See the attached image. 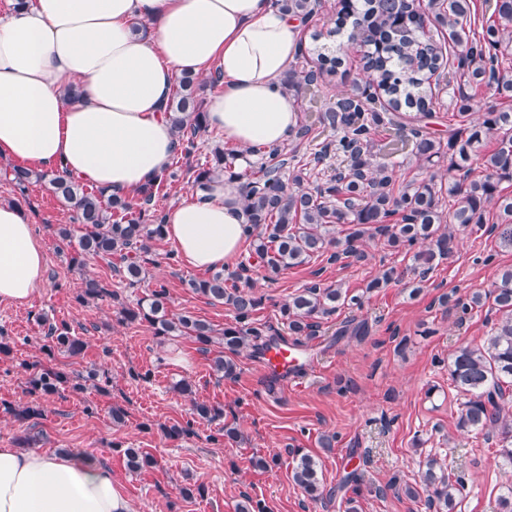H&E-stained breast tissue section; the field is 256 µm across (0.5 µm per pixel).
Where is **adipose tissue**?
<instances>
[{
  "instance_id": "1",
  "label": "adipose tissue",
  "mask_w": 512,
  "mask_h": 512,
  "mask_svg": "<svg viewBox=\"0 0 512 512\" xmlns=\"http://www.w3.org/2000/svg\"><path fill=\"white\" fill-rule=\"evenodd\" d=\"M301 28L271 0H25L0 20V158L136 195L179 151L166 107L184 72L220 76L206 111L225 142L286 143L299 111L284 78ZM164 224L188 265L232 264L246 240L240 182L193 188ZM45 269L24 210L0 202V303L27 304ZM0 512L135 510L99 460L0 448Z\"/></svg>"
}]
</instances>
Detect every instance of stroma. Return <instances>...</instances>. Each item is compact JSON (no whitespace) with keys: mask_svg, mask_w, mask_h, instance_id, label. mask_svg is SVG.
<instances>
[{"mask_svg":"<svg viewBox=\"0 0 512 512\" xmlns=\"http://www.w3.org/2000/svg\"><path fill=\"white\" fill-rule=\"evenodd\" d=\"M337 0H321L319 13L301 34L304 52L292 64L299 71H316L321 101L364 85L366 72L360 48L347 46L346 33L335 32ZM339 55L341 65L330 72L321 68L315 47ZM432 117L417 121L406 110L407 128L424 125L433 137L448 140L454 125L448 118L453 96L466 94L479 107L495 104L493 88L457 81L433 88ZM190 159L178 162L180 177L156 198L159 210L182 199L192 187V169L209 161L223 147L224 135L210 129L196 139ZM9 161L0 159V201L13 202L32 216L46 254L44 278L30 302L23 306L0 304V333L9 341V356L0 355V403L39 406L40 417L24 420L0 410V448H14L30 433L37 448L46 452L71 451L104 461L121 482L136 512H236L243 496L261 502L264 512H346L347 498H355L359 512H431L426 501L386 489L393 474L413 484L419 480V462L433 456L465 478V490L455 512H499L498 498L512 485V468L503 466L497 439H484L456 427L462 401L449 379V363L458 347L483 344L491 334L495 316L487 308L461 312L443 305L440 295L485 290L498 269L512 265V252L502 250L491 226L495 208L486 211L483 225L459 232L453 257L430 273L417 296L402 282L374 292L366 284L390 266L406 267L407 258L392 251L383 239L367 244L368 259L354 264L326 257L286 269L276 280L255 275V290L264 303L256 312L259 322L281 330L279 306L298 289L317 282L342 285L363 297L359 307L344 306L322 319L315 336L298 342L312 356L315 367L302 386L269 377L256 366L255 355L236 358L237 376L221 377L212 360L218 346L202 351L189 336L158 338L147 324L123 322L117 302L135 305L158 288H165L170 314H190L221 329L234 325L233 312L209 303L187 286L189 279L204 278L202 270L185 264L169 265L168 240L154 243L146 263V279L129 288L112 279L105 262L91 261L72 267L70 248L57 235L60 227L76 222V214L59 200L46 183L19 190L9 180ZM111 281L118 300L82 304L76 300L83 277ZM67 323L85 343L81 355L56 353V366L81 374L79 388L65 386L58 393L30 396L26 381L43 361L45 323ZM365 336H353L355 326ZM405 349H398L399 341ZM92 368H102L111 380L108 393L86 379ZM192 386L191 395L176 391L180 380ZM208 401L224 409L226 423L243 433L242 444L215 445L208 436L215 427L195 419L193 401ZM126 412L124 423L112 421L113 407ZM192 423L195 433L171 440L164 427ZM325 433L337 436L333 450L320 446ZM141 448L157 461L155 467L130 472L114 443ZM304 455L318 465L324 486L319 501L307 499L292 480V468ZM269 459L267 469H255L252 458ZM360 475L358 492L344 488L347 472ZM204 486V497L186 498L182 488Z\"/></svg>","mask_w":512,"mask_h":512,"instance_id":"35a3bbf8","label":"stroma"}]
</instances>
